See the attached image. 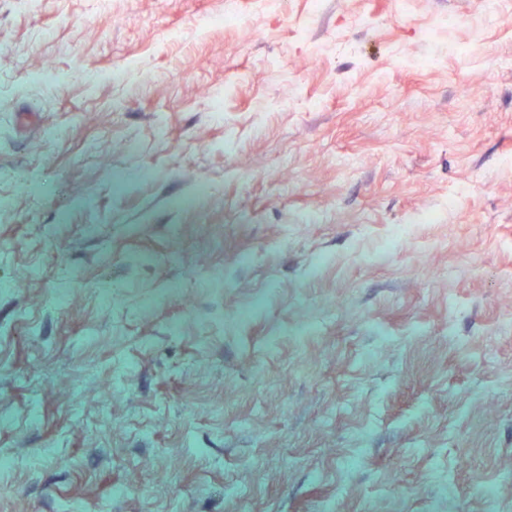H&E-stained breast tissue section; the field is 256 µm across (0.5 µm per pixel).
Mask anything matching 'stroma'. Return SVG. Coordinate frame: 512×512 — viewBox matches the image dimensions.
I'll use <instances>...</instances> for the list:
<instances>
[{
    "label": "stroma",
    "instance_id": "stroma-1",
    "mask_svg": "<svg viewBox=\"0 0 512 512\" xmlns=\"http://www.w3.org/2000/svg\"><path fill=\"white\" fill-rule=\"evenodd\" d=\"M508 57L483 0H0V512H512Z\"/></svg>",
    "mask_w": 512,
    "mask_h": 512
}]
</instances>
